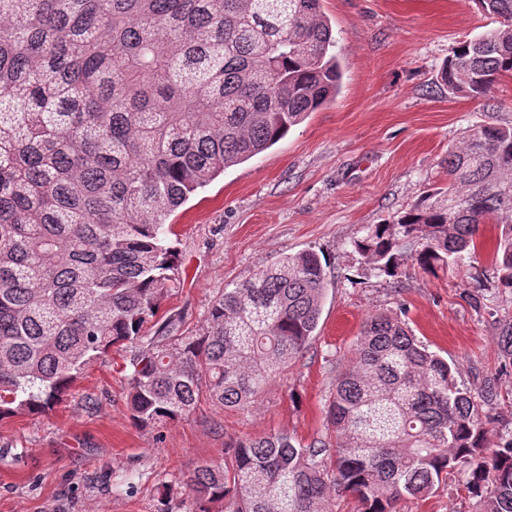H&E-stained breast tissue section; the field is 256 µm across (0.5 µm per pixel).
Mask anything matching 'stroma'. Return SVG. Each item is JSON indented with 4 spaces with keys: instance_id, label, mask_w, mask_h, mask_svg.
<instances>
[{
    "instance_id": "1",
    "label": "stroma",
    "mask_w": 512,
    "mask_h": 512,
    "mask_svg": "<svg viewBox=\"0 0 512 512\" xmlns=\"http://www.w3.org/2000/svg\"><path fill=\"white\" fill-rule=\"evenodd\" d=\"M342 64L330 105L265 152L227 169L171 217L179 284L147 320L197 331L212 300L283 256L325 255L328 289L315 337L244 408L200 401L185 419L133 424L127 407L131 347L113 348L44 414L0 422V512H189L185 479L224 459L226 443L284 433L307 447L332 443L336 379L355 357L366 322L405 321L430 350L458 366L468 388L490 381L488 408L512 430V357L500 326L512 290L493 253L497 230L481 225L475 253L431 274L409 263L399 279L362 264L352 243L367 225L408 209L448 182V155L481 125H512V77L489 99L449 93L442 68L460 42L497 27L474 0H322ZM401 512H475L449 475Z\"/></svg>"
}]
</instances>
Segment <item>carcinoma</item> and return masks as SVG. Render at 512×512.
Here are the masks:
<instances>
[{"instance_id": "1", "label": "carcinoma", "mask_w": 512, "mask_h": 512, "mask_svg": "<svg viewBox=\"0 0 512 512\" xmlns=\"http://www.w3.org/2000/svg\"><path fill=\"white\" fill-rule=\"evenodd\" d=\"M322 0H0V420L45 413L114 346L136 347L142 428L200 398L254 402L315 336L328 288L314 250L224 289L197 333L141 329L179 280L170 217L230 167L331 103L342 71ZM500 26L462 43L441 80L473 99L512 76V0H476ZM448 186L354 242L395 278L446 267L500 228L512 289V127L482 125L448 156ZM395 317L367 321L336 379V447L240 439L185 486L193 512H397L457 471L476 512H512V430L487 452V396Z\"/></svg>"}]
</instances>
